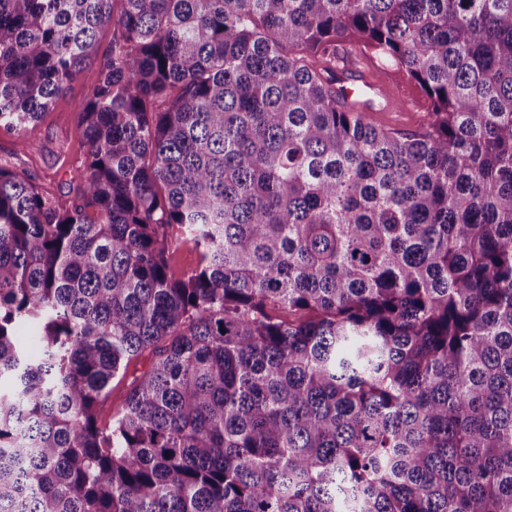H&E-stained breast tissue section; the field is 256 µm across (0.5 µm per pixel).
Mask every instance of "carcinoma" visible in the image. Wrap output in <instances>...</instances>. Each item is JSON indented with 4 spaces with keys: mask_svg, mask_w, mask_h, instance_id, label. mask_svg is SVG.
I'll return each mask as SVG.
<instances>
[{
    "mask_svg": "<svg viewBox=\"0 0 512 512\" xmlns=\"http://www.w3.org/2000/svg\"><path fill=\"white\" fill-rule=\"evenodd\" d=\"M91 62L74 195L0 166V512H512V0H0V126ZM372 61H367L371 65L377 67L370 53H367ZM378 69V67H377ZM380 76L389 80L392 84V97L404 100V107L399 110L400 112H372L375 120L386 126H391L398 129H413L422 124L427 117L425 112L424 101L421 98L419 91L409 83H407L401 75L396 73L382 74L379 69ZM406 95L414 100H409ZM355 63L346 64L340 76L342 82L338 86L340 97L347 104H354L360 101L365 93H374L390 100L386 83L374 76L365 74ZM170 265L176 274L195 268L199 262L198 252L191 243L179 242L172 248ZM148 365L149 358H147V354L145 353L139 361L133 362L128 367L125 375L122 378L113 380L112 393L107 403L104 405L100 415V425L102 428H105L109 425L112 416L123 410L132 375H138L141 371H144Z\"/></svg>",
    "mask_w": 512,
    "mask_h": 512,
    "instance_id": "carcinoma-1",
    "label": "carcinoma"
}]
</instances>
